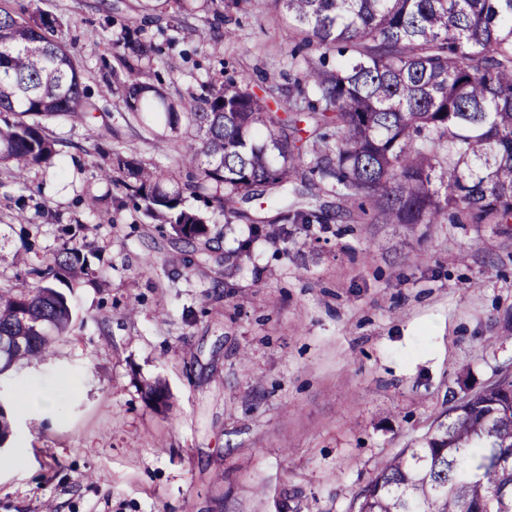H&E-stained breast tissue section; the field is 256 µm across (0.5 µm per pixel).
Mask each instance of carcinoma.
Instances as JSON below:
<instances>
[{
  "label": "carcinoma",
  "instance_id": "cac0c4a2",
  "mask_svg": "<svg viewBox=\"0 0 512 512\" xmlns=\"http://www.w3.org/2000/svg\"><path fill=\"white\" fill-rule=\"evenodd\" d=\"M167 0H145L142 22L163 20ZM248 0H219L209 24ZM322 50L295 79L303 106L292 119L230 79L182 109L154 84L142 61L155 52L125 30L122 85L132 120H162L194 131L199 151L180 156L197 171H176L112 151V171L151 218L192 251H210L205 220L182 207L187 192L212 193L225 219L269 188H285L309 169L340 201L337 209L298 210L299 224L338 216L380 224H441L466 210L478 222L512 226V0H277ZM339 59L331 66L327 54ZM99 110L82 67L56 37L49 16L26 20L0 8V165L54 163L57 141L46 118L84 121ZM311 127L302 136L298 123ZM277 239L288 229L252 222ZM32 281L0 289V374L45 359L73 320L53 281L82 278L90 265L77 246ZM512 375L448 407L412 446L377 467L350 512H512Z\"/></svg>",
  "mask_w": 512,
  "mask_h": 512
}]
</instances>
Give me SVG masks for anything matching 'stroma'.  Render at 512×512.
I'll use <instances>...</instances> for the list:
<instances>
[{"label":"stroma","mask_w":512,"mask_h":512,"mask_svg":"<svg viewBox=\"0 0 512 512\" xmlns=\"http://www.w3.org/2000/svg\"><path fill=\"white\" fill-rule=\"evenodd\" d=\"M57 18L100 110L46 121L53 166L0 167V288L63 247L91 273L58 287L73 322L43 362L0 377L13 421L0 512H349L378 465L453 399L512 371V235L470 217L444 224L349 218L292 224L275 241L225 221L207 194L184 205L218 249L184 250L110 176L113 148L176 167L197 149L124 121L119 69L141 0H0ZM196 0L190 37L144 27L152 82L174 105L233 77L288 109L320 51L276 0H249L212 31ZM97 198L87 210V198ZM247 251H240L242 242ZM165 385V407L145 391ZM49 393L21 415V392Z\"/></svg>","instance_id":"obj_1"}]
</instances>
